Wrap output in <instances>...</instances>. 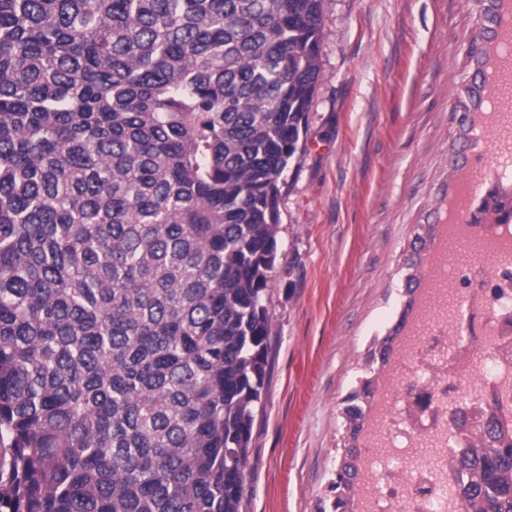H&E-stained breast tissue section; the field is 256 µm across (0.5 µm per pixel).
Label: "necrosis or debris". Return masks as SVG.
<instances>
[{
	"label": "necrosis or debris",
	"instance_id": "4bbe7bcc",
	"mask_svg": "<svg viewBox=\"0 0 512 512\" xmlns=\"http://www.w3.org/2000/svg\"><path fill=\"white\" fill-rule=\"evenodd\" d=\"M484 285L463 289L462 313L427 325L409 349L408 371L387 367L393 409L376 413L380 450L364 464L362 512H460V449L475 446L489 420L512 427V229L481 261Z\"/></svg>",
	"mask_w": 512,
	"mask_h": 512
}]
</instances>
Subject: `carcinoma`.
Returning <instances> with one entry per match:
<instances>
[{"mask_svg":"<svg viewBox=\"0 0 512 512\" xmlns=\"http://www.w3.org/2000/svg\"><path fill=\"white\" fill-rule=\"evenodd\" d=\"M323 4L0 0V512H239ZM460 470L512 512V433Z\"/></svg>","mask_w":512,"mask_h":512,"instance_id":"carcinoma-1","label":"carcinoma"}]
</instances>
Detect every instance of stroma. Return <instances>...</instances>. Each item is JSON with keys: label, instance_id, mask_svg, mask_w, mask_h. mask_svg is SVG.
Returning a JSON list of instances; mask_svg holds the SVG:
<instances>
[{"label": "stroma", "instance_id": "35a3bbf8", "mask_svg": "<svg viewBox=\"0 0 512 512\" xmlns=\"http://www.w3.org/2000/svg\"><path fill=\"white\" fill-rule=\"evenodd\" d=\"M474 0H325L307 134L279 180L272 322L240 512H332L345 399L406 307L419 226L470 162Z\"/></svg>", "mask_w": 512, "mask_h": 512}]
</instances>
